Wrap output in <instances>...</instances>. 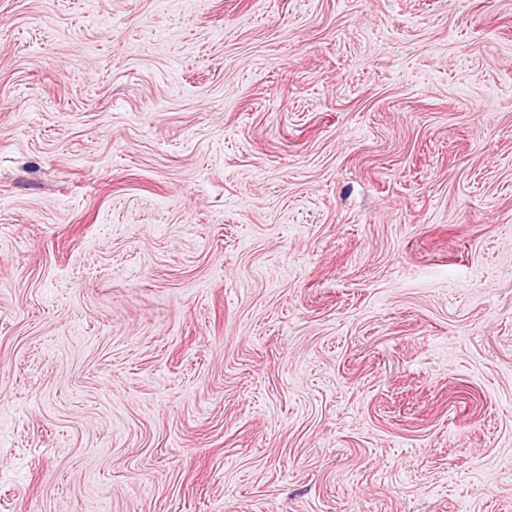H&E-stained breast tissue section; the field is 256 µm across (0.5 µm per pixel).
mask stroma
I'll return each instance as SVG.
<instances>
[{
	"label": "stroma",
	"mask_w": 512,
	"mask_h": 512,
	"mask_svg": "<svg viewBox=\"0 0 512 512\" xmlns=\"http://www.w3.org/2000/svg\"><path fill=\"white\" fill-rule=\"evenodd\" d=\"M0 512H512V0H0Z\"/></svg>",
	"instance_id": "35a3bbf8"
}]
</instances>
